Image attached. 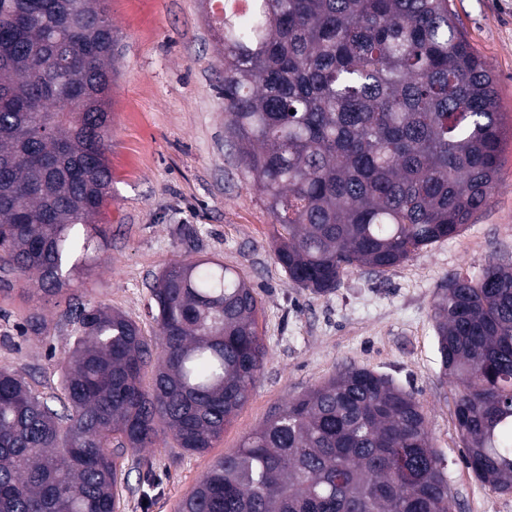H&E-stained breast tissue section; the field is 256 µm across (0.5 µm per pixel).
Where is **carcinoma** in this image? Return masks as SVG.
Instances as JSON below:
<instances>
[{"mask_svg":"<svg viewBox=\"0 0 512 512\" xmlns=\"http://www.w3.org/2000/svg\"><path fill=\"white\" fill-rule=\"evenodd\" d=\"M224 0V123L282 233L277 264L329 293L469 223L490 198L503 124L488 63L449 0ZM108 0H0V292L59 296L90 270L112 192ZM158 333L71 306L59 395L0 366V512H119L126 451L202 453L249 399L267 349L259 306L219 260L168 264ZM466 465L512 492V260L433 304ZM23 334H45L30 314ZM155 367L152 386L143 373ZM420 402L351 367L217 459L177 512H455Z\"/></svg>","mask_w":512,"mask_h":512,"instance_id":"obj_1","label":"carcinoma"}]
</instances>
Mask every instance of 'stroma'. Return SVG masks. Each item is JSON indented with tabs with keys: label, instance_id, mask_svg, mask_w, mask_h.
Masks as SVG:
<instances>
[{
	"label": "stroma",
	"instance_id": "stroma-1",
	"mask_svg": "<svg viewBox=\"0 0 512 512\" xmlns=\"http://www.w3.org/2000/svg\"><path fill=\"white\" fill-rule=\"evenodd\" d=\"M211 0H111L120 40L110 91L106 152L112 197L90 276L69 296L41 303L49 334L28 341L20 328L29 293H0V366L34 389L59 387V361L71 345L68 299L96 301L157 332L149 287L169 262L216 259L234 267L259 302L258 330L269 356L248 402L202 454L155 447L126 455L120 512H175L179 500L221 456L238 448L288 402L350 366L388 376L422 404L429 436L445 462L456 512H512V493L476 478L463 460L454 390L442 377L432 303L455 276H476L512 255V0H450L460 29L489 64L505 135L496 189L459 234L383 273L356 268L336 290L296 287L277 264L275 224L224 128V45L208 24ZM153 475L156 485L143 493Z\"/></svg>",
	"mask_w": 512,
	"mask_h": 512
}]
</instances>
